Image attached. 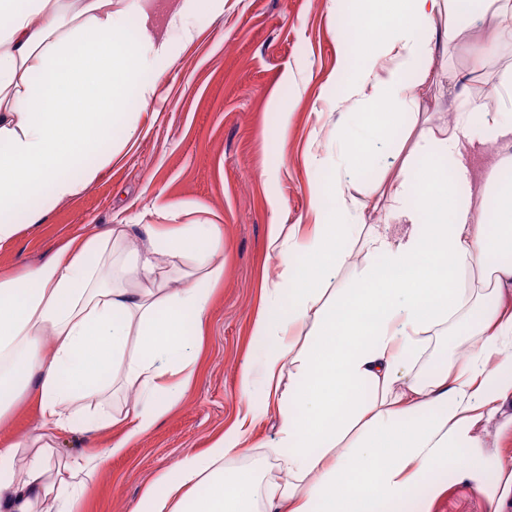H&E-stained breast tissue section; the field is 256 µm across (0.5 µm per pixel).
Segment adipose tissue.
Wrapping results in <instances>:
<instances>
[{
  "mask_svg": "<svg viewBox=\"0 0 512 512\" xmlns=\"http://www.w3.org/2000/svg\"><path fill=\"white\" fill-rule=\"evenodd\" d=\"M330 3L346 13L331 77L340 169L364 165L369 143L413 116L436 29L452 41L454 20L491 15L471 68L512 58V0ZM223 10L224 0H179L161 33L153 0H0L8 20L0 28L1 244L18 235V211L39 224L92 187L118 153V133L133 135L136 110L154 102L178 42L192 38L201 15ZM353 99L382 107L381 116L354 121L343 109ZM127 101L133 111H123ZM454 105V125L439 136L421 132L416 167L387 187V218L406 224V234L371 231L372 261L352 285L326 287L353 230L343 178L316 184L308 245L279 222L269 226L281 272L253 320L269 346L259 367L243 368L241 387L277 408V477L261 482L246 469L224 478L225 461L240 456L261 417L251 407L206 451L158 475L130 512H180L189 498L192 512H391L446 468L454 449L477 447L476 425L512 396L501 376L512 364V310L482 321L467 365L427 379L408 372L424 334L454 323L471 297L512 290V157L480 191L467 163L486 141L512 142V119L489 118L468 97ZM134 231L144 245L130 265L115 245ZM223 253L219 224H109L75 234L21 274H0V418L32 395L42 419L40 432L0 448V512H75L105 459H59L55 432L120 424L118 453L189 389V339L201 335L224 279ZM170 269L182 271L180 287H169ZM295 323L310 328L299 348L288 336ZM289 360L296 371L286 384ZM116 385L136 389V402L119 417L89 412L87 399Z\"/></svg>",
  "mask_w": 512,
  "mask_h": 512,
  "instance_id": "obj_1",
  "label": "adipose tissue"
}]
</instances>
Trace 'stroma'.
<instances>
[{"label":"stroma","mask_w":512,"mask_h":512,"mask_svg":"<svg viewBox=\"0 0 512 512\" xmlns=\"http://www.w3.org/2000/svg\"><path fill=\"white\" fill-rule=\"evenodd\" d=\"M342 15L328 0H224L220 16L195 23L192 41L180 46L166 72L155 103L137 117L134 136L102 171L95 184L62 201L43 224L23 228L0 245V272L18 274L52 255L62 240L82 229L107 224H181L214 222L224 227V281L214 294L206 331L194 347L197 375L190 392L150 433L118 454L110 448L118 429L88 436L60 431V457L98 454L106 463L76 512H128L145 487L173 468L187 451L200 452L223 433L245 404L261 407L260 392L243 398L239 378L244 364L258 362L264 344L252 337L264 283L276 281L281 268L267 249V226L278 216L285 226L300 225L309 241L315 214L310 199L315 182L332 178L323 159L335 155L336 98L327 78L340 52L337 32ZM474 17L461 38L439 46L429 63L431 77L416 88L419 127L401 122L399 134L370 146V167L346 173L347 191L356 201L361 224L346 242L348 256L337 267L331 287L354 283L371 257L364 239L372 226L386 224L388 203L381 195L393 171L407 161L420 128L441 133L454 122V92L447 70H469L471 55L486 27ZM512 308V296L471 301L467 319L434 329L417 367L425 376L462 365L459 350L480 343L474 325L487 310ZM40 427L34 397L21 399L0 419V445ZM483 470L475 479L457 469L430 475L441 484L436 498L420 496L402 512H512V496L501 498L496 485L512 473V398L495 416L475 428ZM277 439L275 413L255 427L247 451L224 464L225 474L245 467L276 475L272 448Z\"/></svg>","instance_id":"1"}]
</instances>
